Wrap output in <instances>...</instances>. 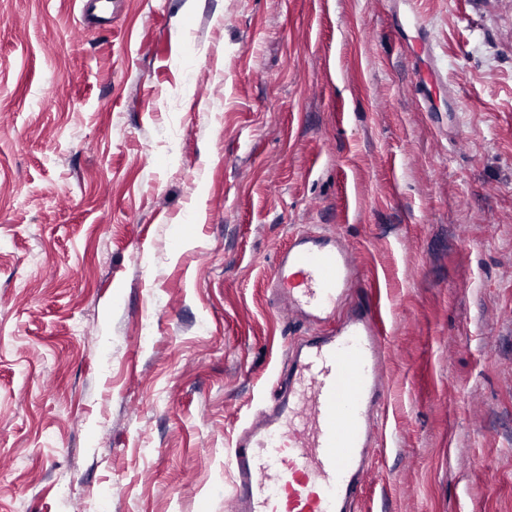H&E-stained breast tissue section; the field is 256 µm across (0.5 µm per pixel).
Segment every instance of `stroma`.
<instances>
[{"mask_svg": "<svg viewBox=\"0 0 512 512\" xmlns=\"http://www.w3.org/2000/svg\"><path fill=\"white\" fill-rule=\"evenodd\" d=\"M83 5L0 0V512H230L320 228L391 341L358 512H512V0ZM441 81V69L436 58H432L430 69L427 77L423 80L420 89L418 100L425 105L427 112L429 110L431 99L437 95L438 83Z\"/></svg>", "mask_w": 512, "mask_h": 512, "instance_id": "1", "label": "stroma"}]
</instances>
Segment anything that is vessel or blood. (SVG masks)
I'll use <instances>...</instances> for the list:
<instances>
[{
    "instance_id": "obj_1",
    "label": "vessel or blood",
    "mask_w": 512,
    "mask_h": 512,
    "mask_svg": "<svg viewBox=\"0 0 512 512\" xmlns=\"http://www.w3.org/2000/svg\"><path fill=\"white\" fill-rule=\"evenodd\" d=\"M356 260L341 236L299 231L279 252L267 291L308 326L289 345L274 396L228 450L233 512H354L386 446L389 339L377 302L349 303Z\"/></svg>"
}]
</instances>
